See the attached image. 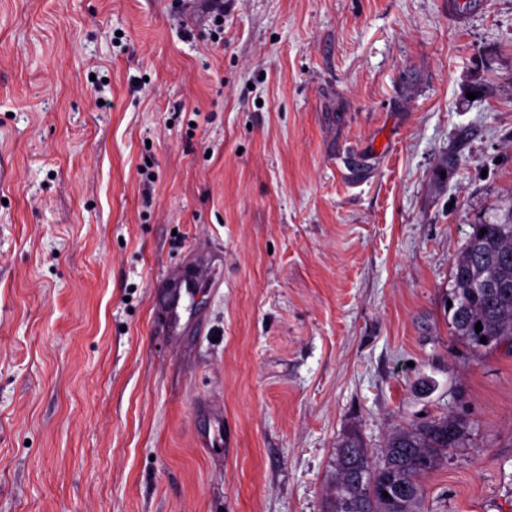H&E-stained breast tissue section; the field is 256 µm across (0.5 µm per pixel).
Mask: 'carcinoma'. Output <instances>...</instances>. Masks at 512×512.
<instances>
[{"label": "carcinoma", "instance_id": "cac0c4a2", "mask_svg": "<svg viewBox=\"0 0 512 512\" xmlns=\"http://www.w3.org/2000/svg\"><path fill=\"white\" fill-rule=\"evenodd\" d=\"M452 277V335L478 352L504 344L512 350V214L499 224L474 225ZM467 437L466 422L448 415L397 429L376 451L355 431L342 436L326 512H421L424 480Z\"/></svg>", "mask_w": 512, "mask_h": 512}]
</instances>
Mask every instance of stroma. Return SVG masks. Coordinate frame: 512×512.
<instances>
[{
    "label": "stroma",
    "mask_w": 512,
    "mask_h": 512,
    "mask_svg": "<svg viewBox=\"0 0 512 512\" xmlns=\"http://www.w3.org/2000/svg\"><path fill=\"white\" fill-rule=\"evenodd\" d=\"M453 2L0 0V512H324L343 435L448 413L425 512H512V352L447 310L512 0ZM186 271L174 273L162 297L155 302L156 308L167 324L169 333L173 336H182L186 329L182 312L183 296L193 295L202 285L200 275H193Z\"/></svg>",
    "instance_id": "1"
}]
</instances>
